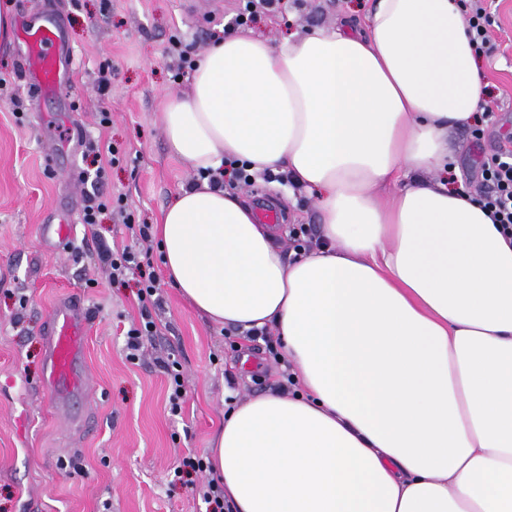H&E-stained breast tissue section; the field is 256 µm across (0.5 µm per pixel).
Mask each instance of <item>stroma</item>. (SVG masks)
Masks as SVG:
<instances>
[{"label": "stroma", "mask_w": 512, "mask_h": 512, "mask_svg": "<svg viewBox=\"0 0 512 512\" xmlns=\"http://www.w3.org/2000/svg\"><path fill=\"white\" fill-rule=\"evenodd\" d=\"M372 0H281L278 10L254 5L247 26L234 19L244 0H224L212 13L197 0L182 14L179 0H0L14 19L54 10L75 52L62 95L31 98L20 76V38L0 44V512H203L191 479L173 469L188 450L207 454L224 423V382L241 397L277 391L279 367L264 351L238 370L233 335L199 314L163 280L159 251L151 262L161 276V329L140 360L126 358V332L140 320L136 281L109 282L99 262L104 242L131 241L130 224H156L170 199L196 175L167 147L160 104L188 94L191 71H179L167 51L172 39L202 59L210 44L241 29L273 41L306 28L363 21ZM491 41L479 57L488 92L489 120L475 138L453 129L448 141L461 177L482 152L512 133V0H493ZM112 86L99 91L103 66ZM112 122L100 127L101 113ZM111 143L122 162L99 185L85 176L95 167L89 149ZM124 195L127 212L105 213L82 224L93 190ZM70 215L63 248L46 245L40 227L58 211ZM66 292L89 312L85 375L90 395L58 408L47 392L45 321ZM179 363L187 390L181 414L170 413L161 359Z\"/></svg>", "instance_id": "stroma-1"}]
</instances>
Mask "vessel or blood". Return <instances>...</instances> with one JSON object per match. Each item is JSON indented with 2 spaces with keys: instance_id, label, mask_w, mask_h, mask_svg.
I'll return each mask as SVG.
<instances>
[{
  "instance_id": "1",
  "label": "vessel or blood",
  "mask_w": 512,
  "mask_h": 512,
  "mask_svg": "<svg viewBox=\"0 0 512 512\" xmlns=\"http://www.w3.org/2000/svg\"><path fill=\"white\" fill-rule=\"evenodd\" d=\"M23 30L20 62L32 92L44 95L57 91L67 80L73 59L57 16L42 12L36 19L24 20ZM88 325V313L81 298L72 295L60 298L46 321L49 349L46 385L56 399H67L86 387L81 366Z\"/></svg>"
}]
</instances>
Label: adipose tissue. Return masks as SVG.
Listing matches in <instances>:
<instances>
[{"label": "adipose tissue", "instance_id": "ef3b65f1", "mask_svg": "<svg viewBox=\"0 0 512 512\" xmlns=\"http://www.w3.org/2000/svg\"><path fill=\"white\" fill-rule=\"evenodd\" d=\"M483 94L460 0H374L360 30L218 40L163 104L171 155L286 174L321 214L290 260L204 178L154 230L197 311L296 368L212 442L232 512H512V238L445 179Z\"/></svg>", "mask_w": 512, "mask_h": 512}]
</instances>
